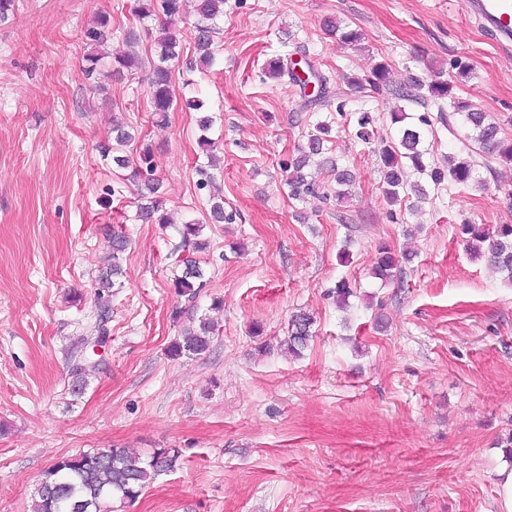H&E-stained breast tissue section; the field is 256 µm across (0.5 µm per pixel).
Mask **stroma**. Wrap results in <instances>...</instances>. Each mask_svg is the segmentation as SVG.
Instances as JSON below:
<instances>
[{
	"instance_id": "stroma-1",
	"label": "stroma",
	"mask_w": 512,
	"mask_h": 512,
	"mask_svg": "<svg viewBox=\"0 0 512 512\" xmlns=\"http://www.w3.org/2000/svg\"><path fill=\"white\" fill-rule=\"evenodd\" d=\"M134 3L18 0L0 21V512H29L59 457L112 447L180 452L117 512H497V474L512 469V285L466 253L461 224H512V165L472 149L477 184L432 191L412 214L390 205L377 152L340 118L328 154L355 176L349 197L323 169L317 195L293 200L283 164L327 112L264 66L309 62L335 92L381 60L398 84L439 72L512 139V54L466 0H226L219 61L190 72L187 16L174 91L205 101L219 143L201 190L198 113L177 107L156 125L145 71L95 95L80 73L84 30L108 14L106 49L125 51ZM329 17L359 29L361 47L326 35ZM460 58L468 76L451 67ZM116 119L136 134L125 154L150 148L169 223L138 222L129 170L102 158ZM113 186L122 196L105 203ZM215 194L232 218L204 224L194 249L181 230ZM116 226L129 246L102 323ZM382 248L413 251L400 281L374 277ZM181 257L208 279L192 304L173 288ZM302 311L312 337L295 357L284 340ZM204 315L209 351L171 358ZM79 352L104 366L76 397Z\"/></svg>"
}]
</instances>
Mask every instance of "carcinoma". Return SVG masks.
I'll list each match as a JSON object with an SVG mask.
<instances>
[{"label":"carcinoma","instance_id":"obj_1","mask_svg":"<svg viewBox=\"0 0 512 512\" xmlns=\"http://www.w3.org/2000/svg\"><path fill=\"white\" fill-rule=\"evenodd\" d=\"M195 50L197 65L207 70L215 62L214 51L215 22L224 16V0H196L195 6ZM134 16L144 21L148 19L162 21V32L154 39L160 49L162 64L153 66L148 73L151 112L157 122L163 123L167 113L174 106L181 109L203 112L205 102L196 97L177 101L172 93L171 70L166 62L180 56V41L175 27L186 19L185 0H137ZM324 31L334 35L344 43L356 45L362 41V33L357 29L341 26L328 18L323 22ZM110 34V16L101 14L95 24L84 31V38L93 46V51L84 58L81 73L88 81L90 90H104L101 78L120 75L142 69V60L137 54H123L113 58L111 71L102 73L100 62L105 58L103 46ZM267 73L273 78L285 75L298 85H307L294 72V67L281 58L268 63ZM312 79L318 85L317 93L310 103L328 109L335 107V112L343 116L350 114L353 119L352 129L355 137L364 144L379 142L378 157L383 176L384 193L387 200L397 203L415 196L426 198V189L417 183L404 179L409 167L425 176L434 188L445 185H465L473 181L474 164L457 155H450L442 165L427 161V149L424 147L425 130L432 127L431 113L418 112L409 114L406 106L426 107L428 101L438 103V118L443 124L458 118L460 124L468 130L465 139L478 144L482 149L495 153L503 162L512 163V140L502 137L501 124L488 113L460 104L454 99L452 85L441 79L424 81L412 77L405 84H393L390 65L385 61L377 62L368 75L364 77H344L347 92L331 96L327 90V78L314 69H309ZM362 93L374 95L390 94L401 102L391 113L392 124L400 125L398 137L381 138L375 126V119L366 110L349 111L348 104ZM332 126L324 120L314 125V131L308 135L305 143L297 146V154L286 163L289 193L294 199H302L317 191V184L312 179L309 169L315 159L324 154V143L328 141ZM105 157H112V163L118 167L133 166V176L140 182L141 196L147 203L140 206L138 220L143 223L166 224L168 219L162 214L163 198L160 194L161 182L155 176V169L150 151L139 153L138 159L113 154L109 144L101 146ZM329 165L336 178V197H348L347 187L353 183V175L347 169H340L331 158L323 159ZM462 244L465 251L477 260L486 261L489 268L503 273L512 283V224H498L493 229L466 222L462 224ZM128 246L124 232L114 231L111 236L112 253L110 263L103 273L99 290L108 291L116 286L114 277L121 274V260ZM181 276L175 278L173 285L178 296L192 302L199 291L205 287L204 272L196 261L182 260ZM399 259L389 251L380 252L373 274L383 281H389L401 274ZM286 340L288 351L299 354L310 338L311 318L305 313L294 316L289 322ZM214 324L204 317L199 319L198 327L189 329L181 338L170 345L169 353L173 357L184 354L202 355L212 343ZM70 372L71 392L79 395L86 389L89 379L100 371V364L89 361L86 356L72 357ZM179 457L176 448H157L147 457L127 448H105L81 451L76 454L58 458L42 475L32 495L31 512H113V503L122 505L131 503L148 487L154 477L162 470L174 465Z\"/></svg>","mask_w":512,"mask_h":512}]
</instances>
